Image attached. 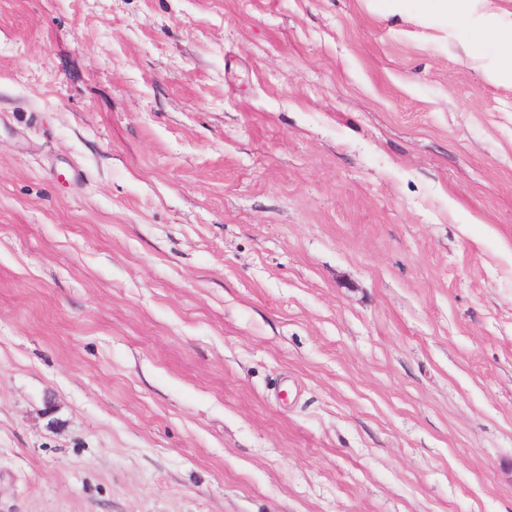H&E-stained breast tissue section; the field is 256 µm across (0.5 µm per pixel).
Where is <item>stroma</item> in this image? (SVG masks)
I'll return each instance as SVG.
<instances>
[{
  "instance_id": "obj_1",
  "label": "stroma",
  "mask_w": 512,
  "mask_h": 512,
  "mask_svg": "<svg viewBox=\"0 0 512 512\" xmlns=\"http://www.w3.org/2000/svg\"><path fill=\"white\" fill-rule=\"evenodd\" d=\"M412 0H0V512H512V83Z\"/></svg>"
}]
</instances>
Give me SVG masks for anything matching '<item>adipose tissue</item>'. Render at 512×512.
Listing matches in <instances>:
<instances>
[{
  "label": "adipose tissue",
  "mask_w": 512,
  "mask_h": 512,
  "mask_svg": "<svg viewBox=\"0 0 512 512\" xmlns=\"http://www.w3.org/2000/svg\"><path fill=\"white\" fill-rule=\"evenodd\" d=\"M435 5L439 14L470 26L477 46L495 45L500 54L496 77L512 80V24L501 21L497 14L487 10L486 0H422Z\"/></svg>",
  "instance_id": "obj_1"
}]
</instances>
